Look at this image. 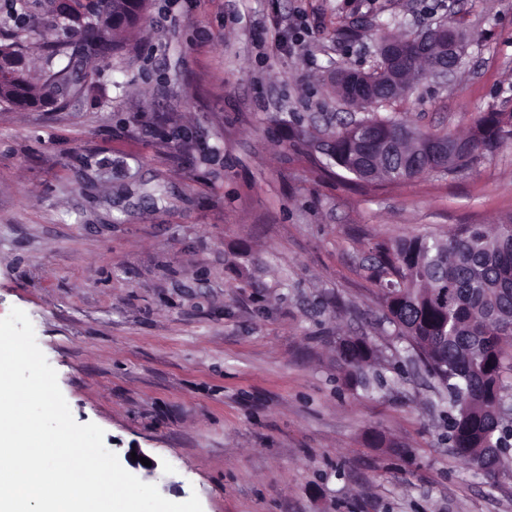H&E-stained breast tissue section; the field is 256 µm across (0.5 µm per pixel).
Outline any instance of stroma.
Segmentation results:
<instances>
[{
	"mask_svg": "<svg viewBox=\"0 0 512 512\" xmlns=\"http://www.w3.org/2000/svg\"><path fill=\"white\" fill-rule=\"evenodd\" d=\"M453 19L447 85L378 106L424 131L512 113V0H149L64 107L0 104V317L31 320L74 419L203 512H512L454 457L438 390L378 301L380 254L512 219V138L458 172L365 182L312 137L383 34ZM366 336L387 390L345 384ZM396 442L376 445L375 435ZM376 345L367 337L341 336L336 339V362L347 384L368 389L371 385L367 369L374 366Z\"/></svg>",
	"mask_w": 512,
	"mask_h": 512,
	"instance_id": "obj_1",
	"label": "stroma"
}]
</instances>
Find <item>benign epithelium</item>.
<instances>
[{"mask_svg": "<svg viewBox=\"0 0 512 512\" xmlns=\"http://www.w3.org/2000/svg\"><path fill=\"white\" fill-rule=\"evenodd\" d=\"M464 44L465 41L450 22L426 28L401 41L384 36L379 41L377 52L384 59L385 67L366 76L355 71L345 75L340 90L341 101L350 107L363 101L375 104L401 96L406 89L405 74L409 63L415 59L427 62L426 78L445 85L463 63ZM397 136L409 141L416 140L437 158L448 159L446 138L429 136L412 128L397 129Z\"/></svg>", "mask_w": 512, "mask_h": 512, "instance_id": "obj_1", "label": "benign epithelium"}]
</instances>
